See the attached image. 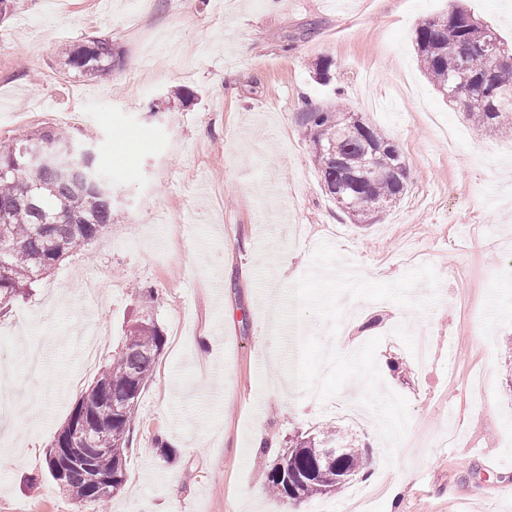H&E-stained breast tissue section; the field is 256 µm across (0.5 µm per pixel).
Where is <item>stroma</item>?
<instances>
[{
    "instance_id": "35a3bbf8",
    "label": "stroma",
    "mask_w": 512,
    "mask_h": 512,
    "mask_svg": "<svg viewBox=\"0 0 512 512\" xmlns=\"http://www.w3.org/2000/svg\"><path fill=\"white\" fill-rule=\"evenodd\" d=\"M453 4L15 0L0 22V145L94 134L118 218L0 309L14 396L0 512H79L46 454L146 314L166 343L106 512H311L253 496L275 460L257 440L284 449L341 423L371 463L356 484L404 488L369 512H512V136L475 129L414 50L417 25ZM466 7L512 44V0ZM94 38L117 55L105 80L61 52ZM334 106L362 113L410 170L370 224L311 162L300 114ZM90 279L103 288L89 310ZM85 325L103 335L88 369Z\"/></svg>"
}]
</instances>
